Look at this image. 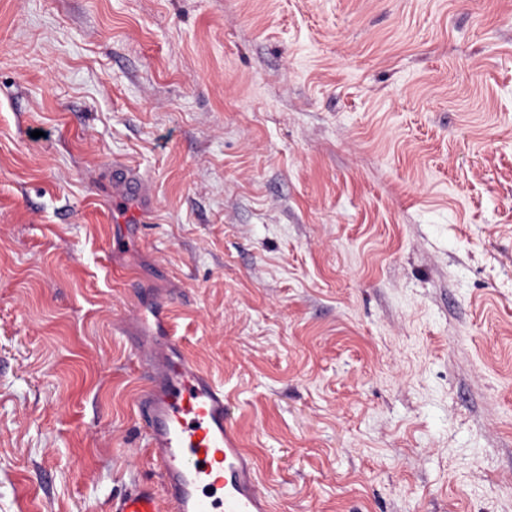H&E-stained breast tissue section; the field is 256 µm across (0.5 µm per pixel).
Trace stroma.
Wrapping results in <instances>:
<instances>
[{
  "instance_id": "1",
  "label": "stroma",
  "mask_w": 512,
  "mask_h": 512,
  "mask_svg": "<svg viewBox=\"0 0 512 512\" xmlns=\"http://www.w3.org/2000/svg\"><path fill=\"white\" fill-rule=\"evenodd\" d=\"M169 334L276 512H512V0H0V512L154 480Z\"/></svg>"
}]
</instances>
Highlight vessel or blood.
I'll return each mask as SVG.
<instances>
[{
	"mask_svg": "<svg viewBox=\"0 0 512 512\" xmlns=\"http://www.w3.org/2000/svg\"><path fill=\"white\" fill-rule=\"evenodd\" d=\"M167 347L163 361L146 362L148 386L136 401L159 485L112 498L108 512H274L223 388L182 355L176 337Z\"/></svg>",
	"mask_w": 512,
	"mask_h": 512,
	"instance_id": "obj_1",
	"label": "vessel or blood"
}]
</instances>
